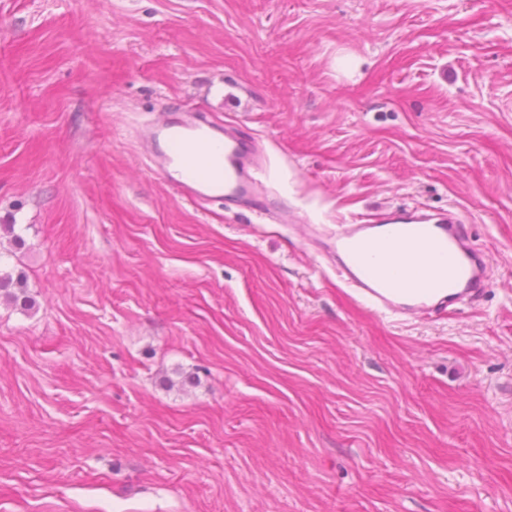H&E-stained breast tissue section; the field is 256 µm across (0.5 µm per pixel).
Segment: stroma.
<instances>
[{"instance_id": "35a3bbf8", "label": "stroma", "mask_w": 512, "mask_h": 512, "mask_svg": "<svg viewBox=\"0 0 512 512\" xmlns=\"http://www.w3.org/2000/svg\"><path fill=\"white\" fill-rule=\"evenodd\" d=\"M175 105L300 222L177 199ZM403 205L479 304L376 313L309 234ZM1 224L0 512H512V0H0ZM0 297L14 306L20 305L26 310L35 306V300L29 295L26 282L21 274L16 277L10 271L0 269Z\"/></svg>"}]
</instances>
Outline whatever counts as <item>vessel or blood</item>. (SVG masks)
Here are the masks:
<instances>
[{"label": "vessel or blood", "mask_w": 512, "mask_h": 512, "mask_svg": "<svg viewBox=\"0 0 512 512\" xmlns=\"http://www.w3.org/2000/svg\"><path fill=\"white\" fill-rule=\"evenodd\" d=\"M149 167L183 201L223 203L260 216L285 220L288 209L268 201L264 167L255 146L236 126L216 125L187 109L139 132ZM389 251L401 267L447 256L448 266L428 271L416 286L391 281L368 258ZM327 255L336 273L366 303L384 315L448 311L480 299L489 286L487 258L474 248L460 216L418 207L379 210L328 235Z\"/></svg>", "instance_id": "vessel-or-blood-1"}]
</instances>
